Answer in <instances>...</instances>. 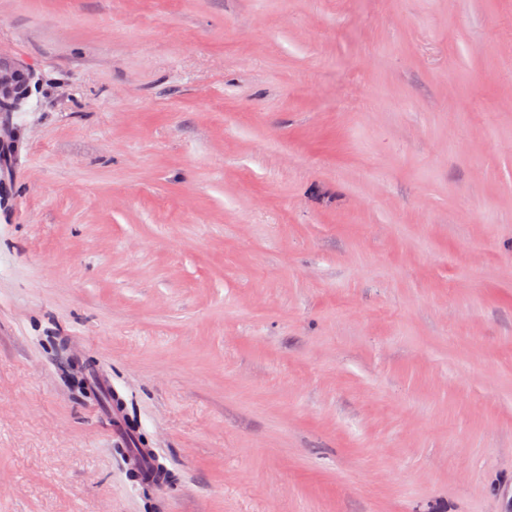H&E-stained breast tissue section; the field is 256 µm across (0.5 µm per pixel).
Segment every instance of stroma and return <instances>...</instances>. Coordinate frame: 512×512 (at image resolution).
<instances>
[{"label": "stroma", "mask_w": 512, "mask_h": 512, "mask_svg": "<svg viewBox=\"0 0 512 512\" xmlns=\"http://www.w3.org/2000/svg\"><path fill=\"white\" fill-rule=\"evenodd\" d=\"M1 59L0 512H512V0H0ZM19 79L27 81L21 71L0 65V112H14L18 108L23 96V93L15 91V83Z\"/></svg>", "instance_id": "obj_1"}]
</instances>
